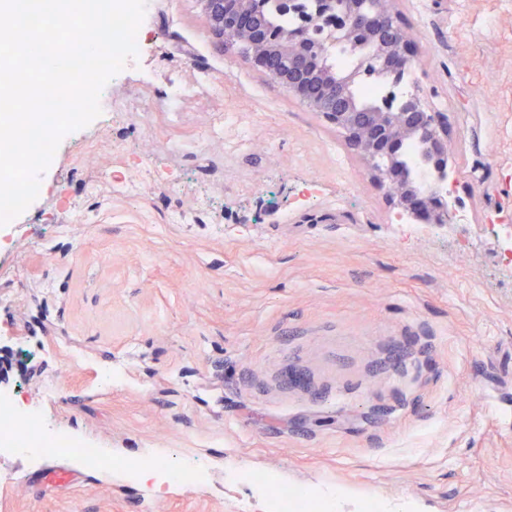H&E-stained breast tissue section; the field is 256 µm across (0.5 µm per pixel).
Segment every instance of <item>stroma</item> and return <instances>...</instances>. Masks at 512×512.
Listing matches in <instances>:
<instances>
[{
  "label": "stroma",
  "instance_id": "35a3bbf8",
  "mask_svg": "<svg viewBox=\"0 0 512 512\" xmlns=\"http://www.w3.org/2000/svg\"><path fill=\"white\" fill-rule=\"evenodd\" d=\"M153 2L111 121L65 135L0 227V388L106 462L0 459V512H269L253 472L341 489L344 512H512V0L394 2L408 83L454 131L470 218L444 226L395 219L197 0ZM173 83L194 89L174 110ZM154 459L200 477L154 489L129 469Z\"/></svg>",
  "mask_w": 512,
  "mask_h": 512
}]
</instances>
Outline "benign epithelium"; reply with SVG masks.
Segmentation results:
<instances>
[{
    "label": "benign epithelium",
    "instance_id": "1",
    "mask_svg": "<svg viewBox=\"0 0 512 512\" xmlns=\"http://www.w3.org/2000/svg\"><path fill=\"white\" fill-rule=\"evenodd\" d=\"M219 45L232 48L343 132L345 145L389 189V207L427 224H450L454 152L448 114L414 87L396 95L413 61L406 23L392 0H279L297 22L274 32L266 0H198ZM378 79L389 88L363 102L358 88Z\"/></svg>",
    "mask_w": 512,
    "mask_h": 512
}]
</instances>
